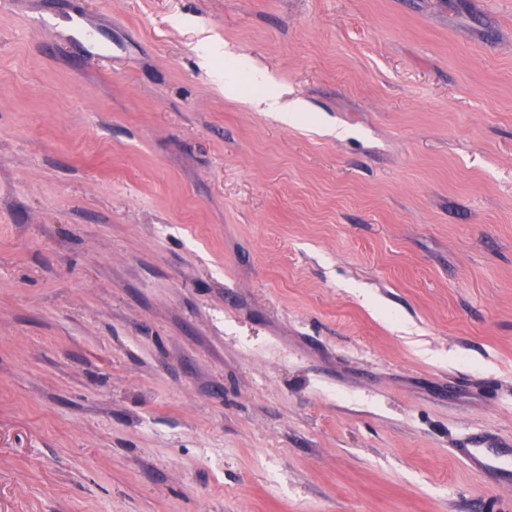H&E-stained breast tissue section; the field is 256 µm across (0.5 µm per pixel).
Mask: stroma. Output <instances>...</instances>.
<instances>
[{"label":"stroma","mask_w":512,"mask_h":512,"mask_svg":"<svg viewBox=\"0 0 512 512\" xmlns=\"http://www.w3.org/2000/svg\"><path fill=\"white\" fill-rule=\"evenodd\" d=\"M479 433L512 0H0V512H512ZM256 105L268 112H279L280 119L285 123L294 121L300 112H305V107L302 102L293 100L284 103L279 94L260 97L256 101ZM463 454L476 467L497 471L508 479H510V474L512 476V448L491 447L483 439L478 438ZM505 462L510 463L509 469L502 466Z\"/></svg>","instance_id":"stroma-1"}]
</instances>
